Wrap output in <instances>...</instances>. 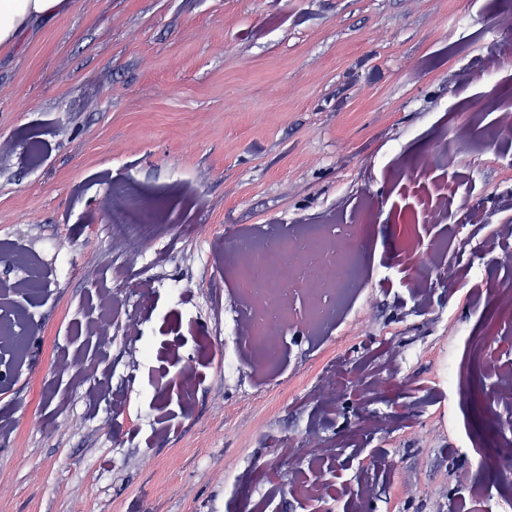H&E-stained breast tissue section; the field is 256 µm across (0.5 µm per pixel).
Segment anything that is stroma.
<instances>
[{
    "label": "stroma",
    "instance_id": "1",
    "mask_svg": "<svg viewBox=\"0 0 512 512\" xmlns=\"http://www.w3.org/2000/svg\"><path fill=\"white\" fill-rule=\"evenodd\" d=\"M512 0H69L0 48V284L25 256L39 298H12L25 350L0 365V512H474L492 450V373L449 356L464 334L512 360L480 290L512 219V62L484 69ZM447 197L432 223L426 203ZM154 212L135 262L112 253L125 198ZM371 227L364 280L334 327L294 329L273 370L225 368L239 302L224 249L266 225ZM486 280L432 270L412 296L401 225ZM143 281L142 336L101 290ZM112 321L98 348L89 319ZM343 365L335 400L319 381ZM193 367L191 389L174 377ZM401 384L370 403L355 379ZM394 420L360 437L364 414ZM332 443L335 470L307 445ZM373 484L361 499L362 469ZM320 476L326 495L294 492Z\"/></svg>",
    "mask_w": 512,
    "mask_h": 512
}]
</instances>
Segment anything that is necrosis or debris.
Here are the masks:
<instances>
[{"label": "necrosis or debris", "mask_w": 512, "mask_h": 512, "mask_svg": "<svg viewBox=\"0 0 512 512\" xmlns=\"http://www.w3.org/2000/svg\"><path fill=\"white\" fill-rule=\"evenodd\" d=\"M150 214L123 203L112 211V246L123 259L137 256L149 227ZM363 227L359 224H319L280 237L271 247L257 248L246 238L225 249L240 307L236 326L242 337L241 360L274 368L288 330L319 332L333 321L361 280ZM467 363L493 370L486 393L488 414L497 423L498 442L492 456L479 462L482 470H512V366L500 364L471 342Z\"/></svg>", "instance_id": "obj_1"}]
</instances>
